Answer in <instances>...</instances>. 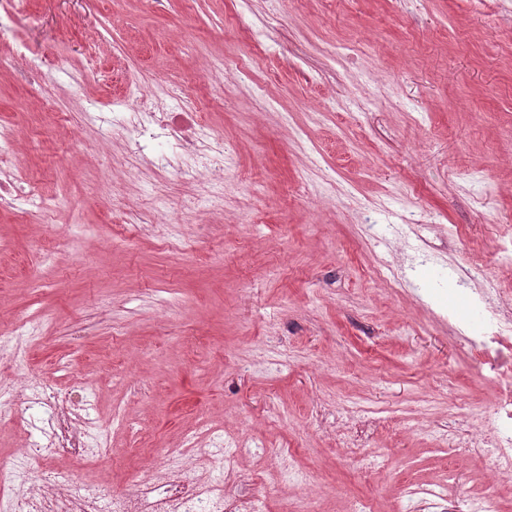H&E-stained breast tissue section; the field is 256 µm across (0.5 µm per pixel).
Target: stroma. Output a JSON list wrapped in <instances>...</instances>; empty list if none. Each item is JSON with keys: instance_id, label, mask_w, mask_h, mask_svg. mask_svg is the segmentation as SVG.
Masks as SVG:
<instances>
[{"instance_id": "obj_1", "label": "stroma", "mask_w": 512, "mask_h": 512, "mask_svg": "<svg viewBox=\"0 0 512 512\" xmlns=\"http://www.w3.org/2000/svg\"><path fill=\"white\" fill-rule=\"evenodd\" d=\"M10 26L0 173L57 210L0 208V342L23 348L0 364L1 476L52 431L12 405L38 377L108 441L55 459L78 486L125 494L115 457L151 449L206 475L216 435L247 440L236 492L270 512H429L410 481L460 512L497 483L437 438L479 427L458 395L490 414L499 391L452 308L496 275L488 219L512 226V0H25ZM148 91L223 133L222 185L152 170L166 137L133 166V132L103 136Z\"/></svg>"}]
</instances>
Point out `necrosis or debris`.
Returning a JSON list of instances; mask_svg holds the SVG:
<instances>
[{"label": "necrosis or debris", "mask_w": 512, "mask_h": 512, "mask_svg": "<svg viewBox=\"0 0 512 512\" xmlns=\"http://www.w3.org/2000/svg\"><path fill=\"white\" fill-rule=\"evenodd\" d=\"M190 119V113L175 112L158 103L146 110L131 108L125 122L144 137L152 136L154 126H161L176 144L177 154L155 156L151 162L155 170L176 165L189 172L201 168L223 172V135L202 125L188 130ZM506 302L498 282L489 280L479 295V305L491 313V320L467 323L463 330L467 342L490 364L507 394L500 412L483 416L480 436L466 430L448 438L449 448L475 451L503 477L496 486L469 497L465 512H503L504 502L512 500V319L499 316ZM29 389L49 398L56 429L49 446H23V459L44 462L43 475L38 481L25 482L22 494L0 498V512H268L265 499L240 501L224 492L226 483L239 478L236 450L243 442L236 437L225 438L221 460L205 483L196 480L192 462L176 453L151 466L148 475L133 476L132 492L123 497H107L100 485L73 487L49 462L66 451H85L84 435L73 425L67 405L54 387L34 380Z\"/></svg>", "instance_id": "1"}]
</instances>
